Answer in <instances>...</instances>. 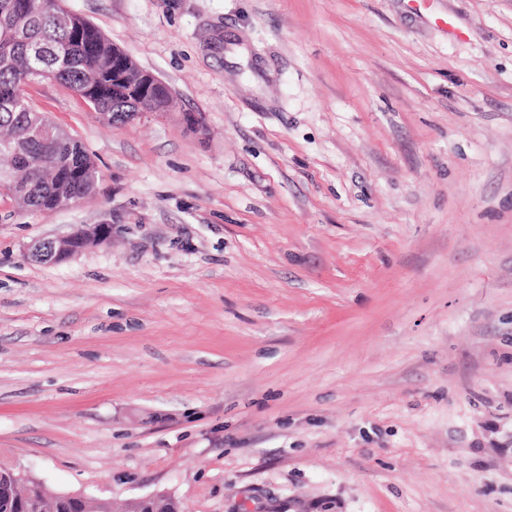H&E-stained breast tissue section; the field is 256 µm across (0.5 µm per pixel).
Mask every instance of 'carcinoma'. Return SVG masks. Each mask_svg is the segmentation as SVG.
Segmentation results:
<instances>
[{
  "instance_id": "obj_1",
  "label": "carcinoma",
  "mask_w": 512,
  "mask_h": 512,
  "mask_svg": "<svg viewBox=\"0 0 512 512\" xmlns=\"http://www.w3.org/2000/svg\"><path fill=\"white\" fill-rule=\"evenodd\" d=\"M59 14L72 17L79 29L58 24ZM114 53L112 43L94 25L65 10L60 0H0V139L12 146L7 154L14 164V171L3 178L15 175L28 185L27 207L41 210L76 197L69 180L54 176L57 167L79 171L85 196L96 184L95 164L77 139L30 138L38 115L23 93L28 81H59L109 123L114 112H139L149 105L167 110V86H153L148 105L130 83L112 79Z\"/></svg>"
}]
</instances>
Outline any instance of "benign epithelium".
Wrapping results in <instances>:
<instances>
[{
	"mask_svg": "<svg viewBox=\"0 0 512 512\" xmlns=\"http://www.w3.org/2000/svg\"><path fill=\"white\" fill-rule=\"evenodd\" d=\"M43 121L33 129L38 138L63 136L46 113H41ZM112 238V225L98 224L91 229L76 228L70 234L35 243L28 255L40 262L61 264L82 253L89 246L107 242ZM0 501L12 504L20 512H108L110 503L104 499L92 498L83 494L61 493L46 488L23 470L0 467ZM169 507L176 509L174 499L166 493H156L129 502L127 512H158Z\"/></svg>",
	"mask_w": 512,
	"mask_h": 512,
	"instance_id": "benign-epithelium-1",
	"label": "benign epithelium"
}]
</instances>
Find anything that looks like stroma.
Listing matches in <instances>:
<instances>
[{"label": "stroma", "mask_w": 512, "mask_h": 512, "mask_svg": "<svg viewBox=\"0 0 512 512\" xmlns=\"http://www.w3.org/2000/svg\"><path fill=\"white\" fill-rule=\"evenodd\" d=\"M63 6L174 103L115 128L24 88L99 180L0 196V466L180 512H512V0ZM112 227L108 224H97L91 229L76 228L70 234L35 243L28 255L40 262L61 264L82 253L89 246L110 241ZM127 512H161L159 508L169 507L172 510L179 511L174 503V499L166 493H156L146 497L135 499L128 503Z\"/></svg>", "instance_id": "1"}]
</instances>
